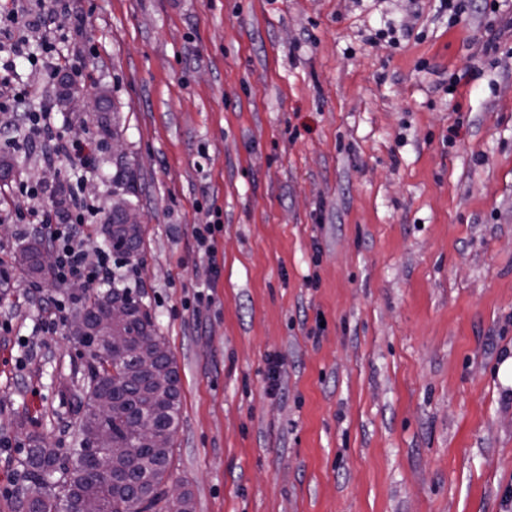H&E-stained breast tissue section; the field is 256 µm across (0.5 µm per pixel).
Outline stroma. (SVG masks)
<instances>
[{"mask_svg": "<svg viewBox=\"0 0 512 512\" xmlns=\"http://www.w3.org/2000/svg\"><path fill=\"white\" fill-rule=\"evenodd\" d=\"M69 4L72 83L13 72L98 161L0 150V512L32 441L74 447L87 390L71 284L14 264L17 186L80 181L103 246L116 136L143 228L125 284L179 373L168 484L195 512H512V0ZM216 224H198L194 228V233L200 248H204L205 254L209 259V272L218 273V264L216 261V245L214 232Z\"/></svg>", "mask_w": 512, "mask_h": 512, "instance_id": "stroma-1", "label": "stroma"}]
</instances>
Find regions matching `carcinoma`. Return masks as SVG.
Masks as SVG:
<instances>
[{"label": "carcinoma", "instance_id": "carcinoma-1", "mask_svg": "<svg viewBox=\"0 0 512 512\" xmlns=\"http://www.w3.org/2000/svg\"><path fill=\"white\" fill-rule=\"evenodd\" d=\"M122 240L127 255L141 244V225L122 223L113 213L109 228ZM42 250L32 242L16 262L44 272ZM128 306V319L101 331L97 319L111 306ZM85 327L72 333L89 348L92 362L83 367L88 400L82 406L76 448L28 449V485L19 503L22 512H194L185 490L174 498L165 489L172 457V436L180 419V378L165 338L160 336L142 296L129 288H112L88 296ZM115 336L124 344L112 345ZM112 434V447H96L99 436Z\"/></svg>", "mask_w": 512, "mask_h": 512}]
</instances>
